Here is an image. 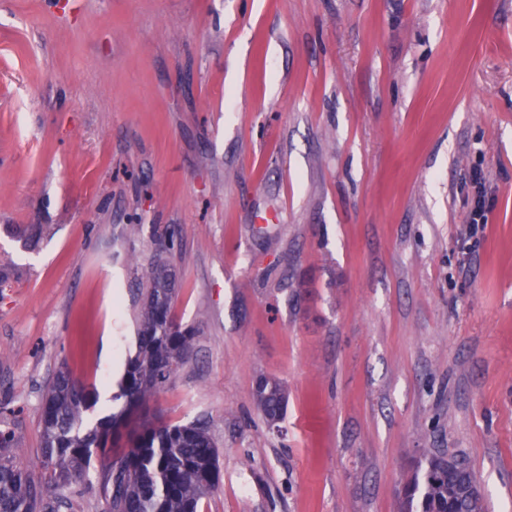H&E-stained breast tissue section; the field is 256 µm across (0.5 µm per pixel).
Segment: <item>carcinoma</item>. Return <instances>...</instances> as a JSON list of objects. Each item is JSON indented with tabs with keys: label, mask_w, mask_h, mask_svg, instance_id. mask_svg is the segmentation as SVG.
Returning <instances> with one entry per match:
<instances>
[{
	"label": "carcinoma",
	"mask_w": 512,
	"mask_h": 512,
	"mask_svg": "<svg viewBox=\"0 0 512 512\" xmlns=\"http://www.w3.org/2000/svg\"><path fill=\"white\" fill-rule=\"evenodd\" d=\"M138 321V351L130 359L115 400L122 409L93 427L84 421L98 403L95 388L75 381L60 368L43 395L40 468L18 463L8 435L0 431V512H60L63 492L101 467L105 512H199L219 478L216 446L206 425L157 424L147 400L191 353L197 336L171 317L175 283L171 266L158 255L150 262ZM256 400L270 421L279 420L285 396L266 378L256 384ZM125 448L117 460L110 453ZM126 479L112 489V466ZM401 512H487L485 497L466 460L427 452L405 480Z\"/></svg>",
	"instance_id": "carcinoma-1"
}]
</instances>
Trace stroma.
<instances>
[{
  "instance_id": "35a3bbf8",
  "label": "stroma",
  "mask_w": 512,
  "mask_h": 512,
  "mask_svg": "<svg viewBox=\"0 0 512 512\" xmlns=\"http://www.w3.org/2000/svg\"><path fill=\"white\" fill-rule=\"evenodd\" d=\"M173 225L198 340L150 416L206 423L200 512H400L433 450L512 512V0H0L20 463L59 368L111 414ZM255 395L265 417L271 422L279 420L285 403L280 385L276 381L261 378L256 384Z\"/></svg>"
}]
</instances>
